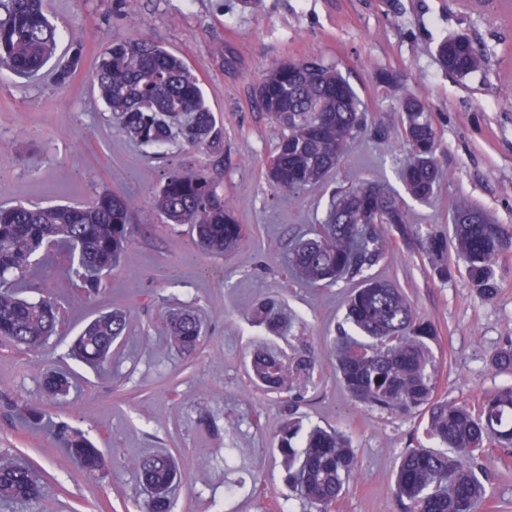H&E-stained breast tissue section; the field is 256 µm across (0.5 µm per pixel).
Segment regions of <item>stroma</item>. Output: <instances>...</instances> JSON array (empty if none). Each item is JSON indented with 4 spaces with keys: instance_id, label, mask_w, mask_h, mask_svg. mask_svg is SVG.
Here are the masks:
<instances>
[{
    "instance_id": "35a3bbf8",
    "label": "stroma",
    "mask_w": 512,
    "mask_h": 512,
    "mask_svg": "<svg viewBox=\"0 0 512 512\" xmlns=\"http://www.w3.org/2000/svg\"><path fill=\"white\" fill-rule=\"evenodd\" d=\"M45 7L58 26L82 29V68L65 89L48 67L32 79L0 70V203L89 207L109 188L138 196L144 207L133 243L98 294L79 302L56 288L72 313L62 335L35 353L0 342V450L33 462L50 483L45 498L22 512H144L146 494L131 461L155 454L174 456L183 475L173 512H301L287 497L272 446L282 406L246 373L251 349L273 341L253 314L261 302L279 299L293 334L324 345L355 284L307 285L287 272L288 248L324 220L341 188L367 180L403 193L399 174L411 154L393 132L367 131L322 182L293 197L275 195L264 171L281 129L260 110L256 88L276 60L317 56L342 71L380 122L397 100L379 78L394 76L425 100L444 174L430 200H408L410 224L423 234L448 231L451 202L464 196L512 227V0H483L475 9L464 0H263L252 12L235 0H141L134 21L119 14L116 0H46ZM457 33L487 57L482 71L464 78L442 70L434 56ZM138 37L155 39L193 68L222 131L221 152L172 145L161 156L113 126L91 71L112 41ZM219 41L224 54L217 57ZM199 167L209 168L234 203L245 229L242 253L204 254L183 227L154 214L149 201L162 174ZM388 236L389 255L371 273L396 284L438 325L439 396L473 403L512 384V373L491 366L494 351L512 338V252L498 261V297L486 301L463 265L441 281L416 247L396 231ZM172 307L203 321L206 334L191 357L172 350L162 333ZM115 308L129 319L111 365L96 371L73 359L80 328ZM49 370L70 375L66 397L44 396ZM14 401L84 431L105 453L104 472L84 473L44 429L7 410ZM302 412L305 421L342 430L358 456V476L332 512H402L392 487L401 452L419 435V416L358 406L328 366ZM209 421L218 434L206 430ZM485 464L479 512H512V465L492 454ZM241 477L254 481L253 493L227 496Z\"/></svg>"
}]
</instances>
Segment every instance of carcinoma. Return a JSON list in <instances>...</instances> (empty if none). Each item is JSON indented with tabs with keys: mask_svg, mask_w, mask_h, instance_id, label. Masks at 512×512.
<instances>
[{
	"mask_svg": "<svg viewBox=\"0 0 512 512\" xmlns=\"http://www.w3.org/2000/svg\"><path fill=\"white\" fill-rule=\"evenodd\" d=\"M43 2L0 0V67L20 77L32 78L47 65L61 35ZM436 54L444 70L462 78L480 71L486 62L471 40L451 60L446 39ZM81 66L78 49L57 64V83H71ZM92 78L119 131L140 143L221 149L222 135L197 77L158 42L143 37L112 42L98 58ZM260 85L259 107L283 130L265 169L266 179L281 195L294 196L336 169L349 144L369 127V113L348 79L317 57L282 58L266 70ZM390 125L412 151V161L400 174L406 193L416 201L430 198L442 174L435 162L437 134L425 101L411 93L399 95ZM151 206L164 223L189 226L197 247L209 255L242 247L244 228L234 217V206L204 167L165 173ZM140 209L138 197L108 189L91 208L0 205V337L38 350L65 325L62 307L50 296H20L31 258L42 245L69 249L70 279L79 282L74 297L89 299L99 291L102 274L133 243L134 217ZM481 217L471 202L459 199L452 209V237L438 232L418 237L398 194L361 183L338 191L314 236L296 242L289 255L291 266L310 285L355 278L363 282L347 300L330 348L336 375L351 397L387 415L423 414L426 436L444 447L436 451L420 446L401 454L393 494L404 512H476L485 486L474 461L491 442L499 447L500 459H512V386L475 407L439 398L440 362L431 351L438 326L419 314L403 290L368 271L387 254V225L405 244L418 247L441 281L454 274L448 260V242H453L471 288L491 301L499 295L496 266L499 257L512 250V230L485 224ZM256 315L269 331L284 335L275 301L262 304ZM125 327V314H100L83 327L70 354L91 368H102ZM164 330L180 354L198 350L202 325L195 312L171 313ZM317 363L315 348L300 339L289 359L268 348L254 350L251 371L264 391L287 396V419L275 437L286 486L317 512H330L356 474L358 459L343 432L305 428L297 417ZM492 365L512 373V340L499 347ZM68 389L66 376L44 374V394L56 398ZM11 410L32 423L45 422L43 412L24 402L12 404ZM48 424L68 457L84 471L104 469L103 452L82 431L65 422ZM133 466L148 493L146 512H171L181 481L175 459L154 455L133 460ZM43 491L32 466L0 452L1 504H30Z\"/></svg>",
	"mask_w": 512,
	"mask_h": 512,
	"instance_id": "1",
	"label": "carcinoma"
}]
</instances>
